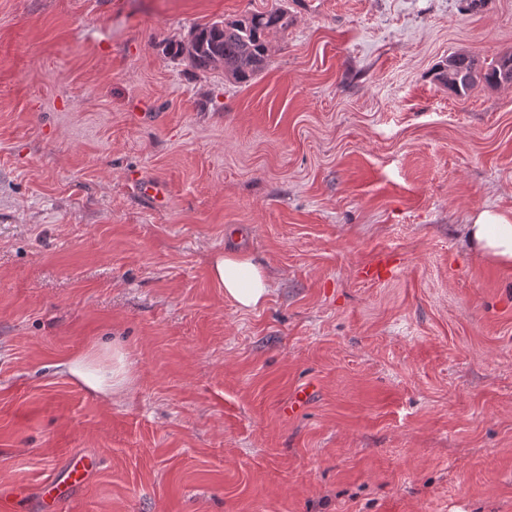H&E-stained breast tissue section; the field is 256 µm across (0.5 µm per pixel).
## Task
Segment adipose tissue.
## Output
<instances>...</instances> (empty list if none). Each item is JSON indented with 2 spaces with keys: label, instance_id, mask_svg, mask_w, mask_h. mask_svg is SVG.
I'll use <instances>...</instances> for the list:
<instances>
[{
  "label": "adipose tissue",
  "instance_id": "ef3b65f1",
  "mask_svg": "<svg viewBox=\"0 0 512 512\" xmlns=\"http://www.w3.org/2000/svg\"><path fill=\"white\" fill-rule=\"evenodd\" d=\"M468 239L483 258L503 265L512 264V215L484 209L474 213L467 226ZM210 271L225 297L239 307L251 310L261 305L270 292L263 268L245 254L226 252L214 254ZM96 356L89 355L64 362L62 368L79 378L89 388L104 394L123 389L130 381L123 356H116L110 374L95 367Z\"/></svg>",
  "mask_w": 512,
  "mask_h": 512
}]
</instances>
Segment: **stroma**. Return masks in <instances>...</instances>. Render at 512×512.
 I'll list each match as a JSON object with an SVG mask.
<instances>
[{"label": "stroma", "mask_w": 512, "mask_h": 512, "mask_svg": "<svg viewBox=\"0 0 512 512\" xmlns=\"http://www.w3.org/2000/svg\"><path fill=\"white\" fill-rule=\"evenodd\" d=\"M276 6L249 84L165 51ZM510 51L512 0H0L12 512L75 454L100 466L71 512H512V266L465 235L512 212V84L432 78ZM226 251L263 265L256 309ZM94 348L128 389L59 371ZM210 271L215 282L224 288L225 297L242 309L261 305L270 292L263 268L246 254L216 253L210 258Z\"/></svg>", "instance_id": "obj_1"}]
</instances>
